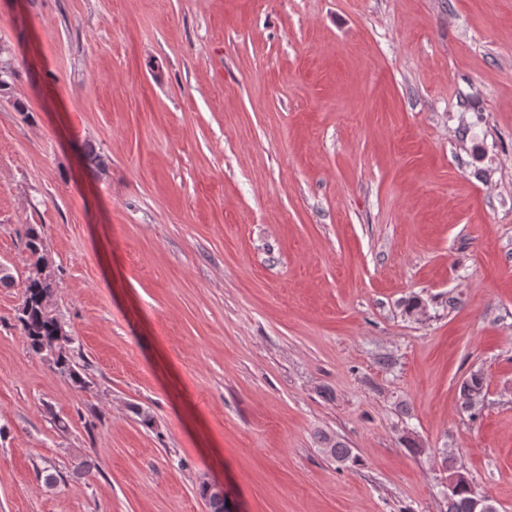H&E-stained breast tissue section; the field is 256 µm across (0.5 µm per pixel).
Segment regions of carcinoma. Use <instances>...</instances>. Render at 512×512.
I'll use <instances>...</instances> for the list:
<instances>
[{
	"label": "carcinoma",
	"mask_w": 512,
	"mask_h": 512,
	"mask_svg": "<svg viewBox=\"0 0 512 512\" xmlns=\"http://www.w3.org/2000/svg\"><path fill=\"white\" fill-rule=\"evenodd\" d=\"M24 249L27 253L28 275L23 282V303L18 322L28 340L29 349L46 359L63 377L79 389L85 388L86 379L77 370L73 356V339L53 309L52 300L57 288L55 270H47V249L41 229L29 224L24 231ZM486 378L477 370L470 373L460 388L462 405L471 408V393L485 387ZM319 447L334 461L345 464L351 460V450L332 434H318ZM478 494L464 485L448 494L446 512H475L474 500Z\"/></svg>",
	"instance_id": "carcinoma-1"
}]
</instances>
